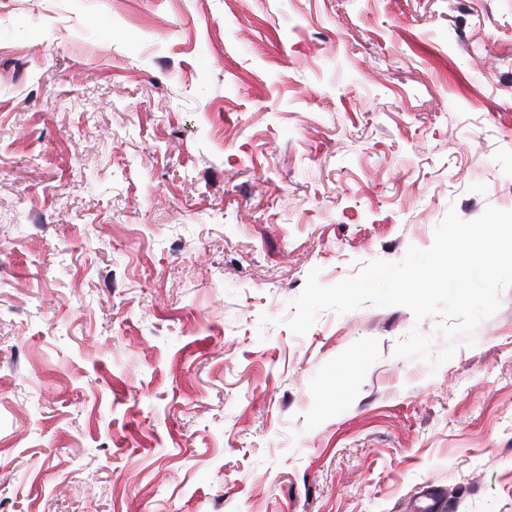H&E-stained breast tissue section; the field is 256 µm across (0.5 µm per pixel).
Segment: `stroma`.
<instances>
[{
  "instance_id": "1",
  "label": "stroma",
  "mask_w": 512,
  "mask_h": 512,
  "mask_svg": "<svg viewBox=\"0 0 512 512\" xmlns=\"http://www.w3.org/2000/svg\"><path fill=\"white\" fill-rule=\"evenodd\" d=\"M489 206L512 0H0V512H512V287L282 324Z\"/></svg>"
}]
</instances>
